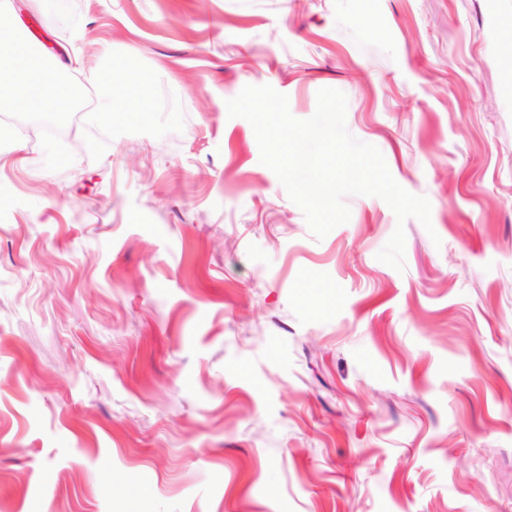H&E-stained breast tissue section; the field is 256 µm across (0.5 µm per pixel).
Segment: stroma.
Instances as JSON below:
<instances>
[{"instance_id": "obj_1", "label": "stroma", "mask_w": 512, "mask_h": 512, "mask_svg": "<svg viewBox=\"0 0 512 512\" xmlns=\"http://www.w3.org/2000/svg\"><path fill=\"white\" fill-rule=\"evenodd\" d=\"M53 6L0 0L88 91L67 163L0 139V512H512V0ZM264 84L428 198L404 271L380 198L311 234L228 115ZM106 84L110 89L108 95L109 102L99 104L98 115L104 117L107 123H112V90L120 89L129 93L135 101V106L127 110V114L116 116L113 118L124 119L126 116H132L136 119H143L148 112H153L151 96L147 95V79L146 77L134 70L128 69L122 65H113L106 74Z\"/></svg>"}]
</instances>
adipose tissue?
I'll return each instance as SVG.
<instances>
[{
  "mask_svg": "<svg viewBox=\"0 0 512 512\" xmlns=\"http://www.w3.org/2000/svg\"><path fill=\"white\" fill-rule=\"evenodd\" d=\"M109 89L129 93L135 101L128 114L137 119L151 112L146 77L121 65L106 74ZM82 94L80 83L54 74L50 62L7 20H0V105L54 117L71 112Z\"/></svg>",
  "mask_w": 512,
  "mask_h": 512,
  "instance_id": "obj_1",
  "label": "adipose tissue"
}]
</instances>
